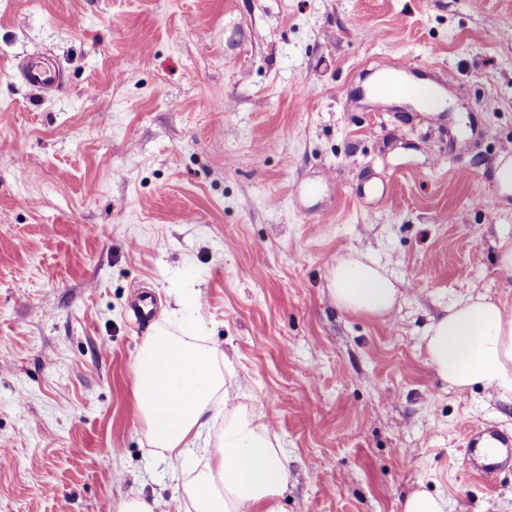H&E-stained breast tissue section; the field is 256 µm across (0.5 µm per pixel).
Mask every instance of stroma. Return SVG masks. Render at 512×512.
<instances>
[{
	"label": "stroma",
	"mask_w": 512,
	"mask_h": 512,
	"mask_svg": "<svg viewBox=\"0 0 512 512\" xmlns=\"http://www.w3.org/2000/svg\"><path fill=\"white\" fill-rule=\"evenodd\" d=\"M28 57L62 87L29 86ZM406 61L453 74L443 108L380 97ZM508 144L512 0H0V512H165L181 474L132 408L142 292L281 436L284 512L420 489L512 512V468L476 477L465 450L469 427L512 435V403L449 391L424 342L463 297L512 305ZM350 254L397 281L392 320L333 305Z\"/></svg>",
	"instance_id": "35a3bbf8"
}]
</instances>
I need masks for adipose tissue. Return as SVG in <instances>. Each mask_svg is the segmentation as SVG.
<instances>
[{
    "mask_svg": "<svg viewBox=\"0 0 512 512\" xmlns=\"http://www.w3.org/2000/svg\"><path fill=\"white\" fill-rule=\"evenodd\" d=\"M338 309L389 320L400 290L366 256L338 258L328 273ZM427 362L449 390L475 385L512 400V305L470 295L448 306L425 335ZM194 328L156 325L133 363L134 410L160 460L180 470L177 512H282L293 481L281 437L260 408L235 401L234 376ZM223 417L215 441L203 434Z\"/></svg>",
    "mask_w": 512,
    "mask_h": 512,
    "instance_id": "ef3b65f1",
    "label": "adipose tissue"
}]
</instances>
